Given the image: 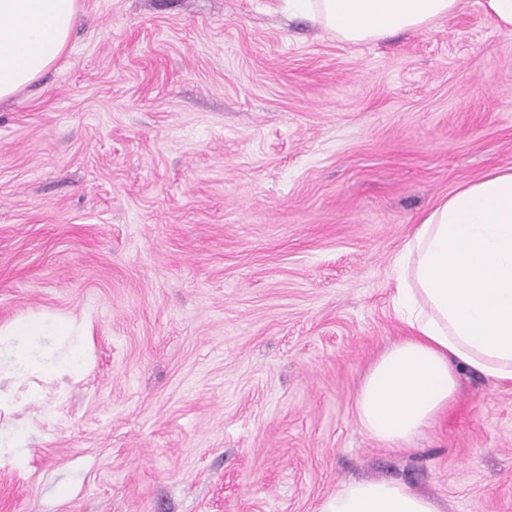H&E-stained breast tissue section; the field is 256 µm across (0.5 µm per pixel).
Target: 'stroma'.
I'll return each mask as SVG.
<instances>
[{
  "instance_id": "stroma-1",
  "label": "stroma",
  "mask_w": 512,
  "mask_h": 512,
  "mask_svg": "<svg viewBox=\"0 0 512 512\" xmlns=\"http://www.w3.org/2000/svg\"><path fill=\"white\" fill-rule=\"evenodd\" d=\"M496 167L512 32L480 0L358 45L288 0H77L0 101V325L85 320L88 368L18 414L0 512H319L361 479L512 512L511 386L464 373L399 451L354 407L405 241ZM35 426L30 425L27 432H22L14 437H7L2 442V435L0 430V460L8 457L16 464L22 463L29 452L28 445L30 443V435L35 433Z\"/></svg>"
}]
</instances>
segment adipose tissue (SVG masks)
<instances>
[{
	"label": "adipose tissue",
	"instance_id": "obj_1",
	"mask_svg": "<svg viewBox=\"0 0 512 512\" xmlns=\"http://www.w3.org/2000/svg\"><path fill=\"white\" fill-rule=\"evenodd\" d=\"M459 0H290L344 42L418 32ZM76 0H0V100L40 76L66 50ZM396 311L408 333L367 370L355 398L369 437L398 450L456 401L475 371L512 385V168L460 185L419 221L396 258ZM84 322L30 315L0 327V365L20 379L87 365ZM321 512H439L394 480L342 485Z\"/></svg>",
	"mask_w": 512,
	"mask_h": 512
}]
</instances>
